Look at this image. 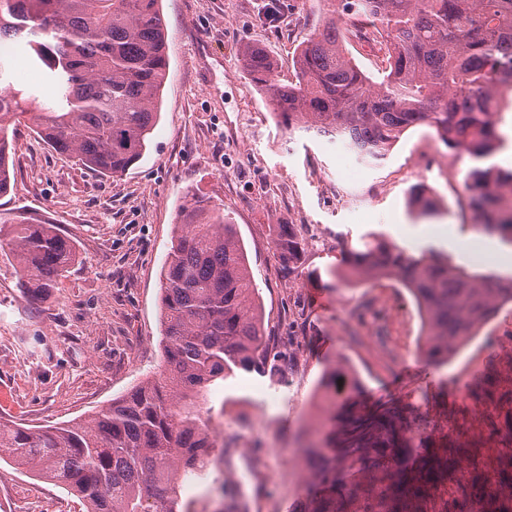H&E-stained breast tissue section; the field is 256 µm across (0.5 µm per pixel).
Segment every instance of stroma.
<instances>
[{
  "label": "stroma",
  "mask_w": 512,
  "mask_h": 512,
  "mask_svg": "<svg viewBox=\"0 0 512 512\" xmlns=\"http://www.w3.org/2000/svg\"><path fill=\"white\" fill-rule=\"evenodd\" d=\"M264 0H161L169 74L159 123L142 159L103 177L59 154L32 118L11 139L14 178L0 213L47 217L76 244L79 260L42 302L30 303L10 251L0 250V420L31 428L88 419L163 366L161 267L187 190L223 204L244 244L265 328L281 352L269 378L235 370L213 385L205 405L225 428L253 435L244 454L267 461L250 477L209 468L197 480L194 512H238L252 486L258 512H288L306 484L296 455L302 433L326 432L318 402L327 368L342 362L365 402L392 401L409 419H452L465 427L478 405L480 374L497 370L512 386V302L481 324L443 364L418 354L420 320L405 288L352 287L334 279L347 252L370 234L416 254L458 250L468 269L481 239L485 270L512 274V252L477 235L463 202L465 157H451L434 130L405 132L386 158L341 163V144L288 128L247 75L240 49L267 47L276 77L293 76L297 45L322 18L319 0H286L285 20L261 22ZM434 189L439 214L419 221L408 203L418 184ZM293 225L309 245L289 275L273 248V228ZM271 393L261 405L259 390ZM0 512H84L65 489L0 462Z\"/></svg>",
  "instance_id": "1"
}]
</instances>
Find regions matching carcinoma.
Wrapping results in <instances>:
<instances>
[{"mask_svg":"<svg viewBox=\"0 0 512 512\" xmlns=\"http://www.w3.org/2000/svg\"><path fill=\"white\" fill-rule=\"evenodd\" d=\"M323 22L295 59V81L276 83L275 60L259 45L241 50L244 68L266 91V105L290 128L341 142L360 159L381 160L407 130L432 127L445 147L470 158L463 180L473 229L512 248V168L494 162L512 138L503 92L512 90V0H324ZM364 17L380 36L388 67L375 82L346 45L364 33L345 21ZM0 195L10 184V127L37 108L41 138L102 176H120L146 150L159 118L169 56L159 0H0ZM24 64L39 79L22 82ZM420 184L415 218L438 210ZM160 273L164 368L87 422L31 430L0 420V460L57 483L86 512H190L180 482L217 463V439L199 399L236 369L274 376L276 355L259 291L235 225L224 208L188 193ZM9 247L27 297L39 301L75 261L55 224L7 218ZM274 246L295 274L305 245L278 225ZM339 279L360 286L390 277L411 294L420 318V355L448 361L475 328L512 301V275L467 271L448 256L406 252L373 234L347 253ZM359 387L338 364L326 372L331 408ZM479 426L504 433L480 449L458 436L437 448L420 427H401L387 404L328 420L341 447L312 441V492L290 512H512V388H489Z\"/></svg>","mask_w":512,"mask_h":512,"instance_id":"1","label":"carcinoma"}]
</instances>
